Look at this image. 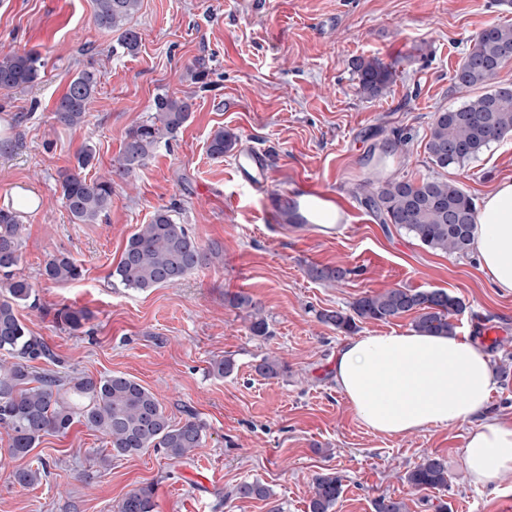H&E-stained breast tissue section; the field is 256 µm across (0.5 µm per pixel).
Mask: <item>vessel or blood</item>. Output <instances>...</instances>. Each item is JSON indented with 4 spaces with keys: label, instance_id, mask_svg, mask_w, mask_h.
I'll return each mask as SVG.
<instances>
[{
    "label": "vessel or blood",
    "instance_id": "1",
    "mask_svg": "<svg viewBox=\"0 0 512 512\" xmlns=\"http://www.w3.org/2000/svg\"><path fill=\"white\" fill-rule=\"evenodd\" d=\"M237 182L242 187L263 195V213L267 223L285 224L289 221L286 205L287 189L272 190L268 187V169L263 151L249 149L238 154L234 161ZM296 188L302 201L301 207L308 224L349 223L352 210L348 205L335 201L320 185L301 179Z\"/></svg>",
    "mask_w": 512,
    "mask_h": 512
}]
</instances>
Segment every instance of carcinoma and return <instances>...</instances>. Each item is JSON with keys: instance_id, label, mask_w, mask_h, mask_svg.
Returning <instances> with one entry per match:
<instances>
[{"instance_id": "carcinoma-1", "label": "carcinoma", "mask_w": 512, "mask_h": 512, "mask_svg": "<svg viewBox=\"0 0 512 512\" xmlns=\"http://www.w3.org/2000/svg\"><path fill=\"white\" fill-rule=\"evenodd\" d=\"M141 0H94L98 27L120 32L118 45L128 54L137 52L141 37L130 26ZM512 62V24H496L480 31L473 47L462 58L454 75L460 88H479L492 80L503 64ZM358 91L373 99L382 95L396 79V70L377 58L361 61L357 67ZM40 77L39 57L32 52L12 51L0 55V89L25 88ZM101 75L91 69L80 71L55 105L57 122L77 127L86 122ZM191 98L168 93L153 99L152 114L145 123L130 130L115 173L128 177L144 165L161 142H170L191 117ZM512 136V88L501 87L472 97L464 105L434 113L425 144L428 163L440 169L462 166L476 158L490 144ZM237 136L216 129L208 153L222 158L232 151ZM95 159L92 146L76 154V165L60 173L62 199L75 224H95L112 204V178L93 182L82 176ZM365 202L383 224H394L422 246L434 251L465 256L471 251L472 232L477 223L474 199L451 180L427 178L368 181L361 187ZM20 211L0 208V425L12 432L8 455L23 457L37 446L46 433L65 434L80 422L111 439L113 457H133L153 448L178 463L203 446V426L190 415L175 424L157 395L136 380L112 374L95 378L81 375L60 378L37 375L32 363L57 361L44 340L34 335L17 316V307L37 305L35 285L17 275L21 262ZM221 260L216 248L204 249L172 209H157L149 223L139 225L129 236L121 258L110 276L126 288L147 290L178 284L192 271ZM315 280L339 283L346 270L340 266H311ZM82 269L60 253L47 260L43 276L53 282L78 279ZM236 309L247 311L249 331L257 337L269 335V323L261 308L246 293L230 297ZM463 309L461 301L442 289L389 288L365 293L349 307L319 312L325 325L341 334H353L363 322L388 323L405 314L414 315L413 327L430 334L453 332L452 316ZM55 320L71 331L84 327L88 316L82 311L62 308ZM285 362L264 357L255 371L264 378L287 372ZM48 474L47 464L20 470L17 483L30 486ZM416 492L448 487L447 462L427 456L404 475ZM343 493V482L335 473L312 479L309 512H333ZM155 490L151 485L128 492L117 512H155ZM240 499L267 500L269 488L256 480L239 484ZM376 512H407L401 499L383 496L375 502Z\"/></svg>"}]
</instances>
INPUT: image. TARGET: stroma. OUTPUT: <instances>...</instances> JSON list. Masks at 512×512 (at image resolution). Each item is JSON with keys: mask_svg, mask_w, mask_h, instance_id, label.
Masks as SVG:
<instances>
[{"mask_svg": "<svg viewBox=\"0 0 512 512\" xmlns=\"http://www.w3.org/2000/svg\"><path fill=\"white\" fill-rule=\"evenodd\" d=\"M93 0H0V52L39 54V80L0 90V208L30 192L21 214L20 274L35 282L39 308L18 317L41 336L57 363L38 371L95 377L124 374L153 391L172 422L195 415L204 443L182 464L148 450L109 459V439L75 424L46 434L27 456L9 458L11 433L0 426V512H116L132 489L155 488V512H308L312 477L339 472L344 493L333 512H375L382 496L404 499L408 512H512V474L474 484L463 464L466 430L433 428L405 436L369 430L336 388L333 365L343 334L317 311L348 306L388 288L442 289L465 308L458 333L480 343L497 372L490 413L512 418V295L498 294L475 255L458 257L420 245L380 223L358 187L373 173L421 181L444 177L475 200L512 179V138L496 142L461 167H432L424 152L434 112L461 106L454 71L475 33L512 23L499 0H141L132 20L136 54L118 35L95 25ZM378 58L397 72L377 100L358 91L357 61ZM204 60L206 71L196 62ZM94 68L101 83L87 121L67 127L54 118L57 99L78 71ZM191 97L189 121L159 145L131 180L114 177L112 205L96 224L73 223L58 177L84 145L95 160L87 180L112 174L126 133L149 119L157 94ZM239 148L270 155V187L305 177L355 206L340 233L320 236L267 224L261 196L239 187L232 155L207 151L217 128ZM404 152L387 153L396 137ZM161 207L173 210L202 247L221 262L178 285L138 291L110 273L137 225ZM82 266L80 279L45 280L50 255ZM312 265L348 268L335 286L311 280ZM263 309L271 334L251 335L237 292ZM87 311L90 332L58 326L54 314ZM267 355L288 366L266 379L254 366ZM232 359L227 377L211 362ZM448 464V486L422 493L403 480L424 457ZM46 462L33 486L16 470ZM267 485L266 500L240 499L242 482Z\"/></svg>", "mask_w": 512, "mask_h": 512, "instance_id": "35a3bbf8", "label": "stroma"}]
</instances>
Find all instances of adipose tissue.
<instances>
[{"label": "adipose tissue", "mask_w": 512, "mask_h": 512, "mask_svg": "<svg viewBox=\"0 0 512 512\" xmlns=\"http://www.w3.org/2000/svg\"><path fill=\"white\" fill-rule=\"evenodd\" d=\"M471 249L492 288L512 294V181L483 199ZM333 376L373 432L409 435L466 422L464 463L473 482L489 486L512 473V421L487 415L495 374L468 337L409 329L354 336L340 345Z\"/></svg>", "instance_id": "adipose-tissue-1"}]
</instances>
